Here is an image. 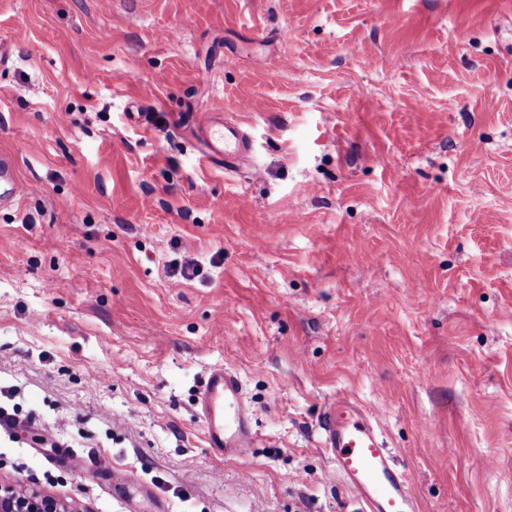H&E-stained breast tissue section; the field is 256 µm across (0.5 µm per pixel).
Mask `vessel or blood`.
Returning <instances> with one entry per match:
<instances>
[{
	"label": "vessel or blood",
	"instance_id": "b4317fda",
	"mask_svg": "<svg viewBox=\"0 0 512 512\" xmlns=\"http://www.w3.org/2000/svg\"><path fill=\"white\" fill-rule=\"evenodd\" d=\"M208 155L223 156L226 165L243 160L248 152L241 125L228 119L208 134ZM14 161L0 156V194L21 196ZM199 404L206 420V437L217 455L248 456L256 441L251 412L237 374L224 367L211 369ZM324 447L336 462L346 487L371 512H418L405 475L394 465L383 437L364 412L346 399L331 402L322 413Z\"/></svg>",
	"mask_w": 512,
	"mask_h": 512
}]
</instances>
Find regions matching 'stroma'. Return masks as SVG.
I'll return each instance as SVG.
<instances>
[{"instance_id":"stroma-1","label":"stroma","mask_w":512,"mask_h":512,"mask_svg":"<svg viewBox=\"0 0 512 512\" xmlns=\"http://www.w3.org/2000/svg\"><path fill=\"white\" fill-rule=\"evenodd\" d=\"M0 483L74 512H512V0H0ZM248 162H204L202 115ZM195 275L183 278L181 266ZM238 374L256 445L196 402ZM129 474L116 485L115 472ZM0 188L1 196L16 198L23 193V186L19 182L15 163L10 157L0 156ZM198 403L206 420L210 448L228 458L248 456L256 434L237 374L224 366L211 369ZM324 447L336 461L346 487L370 512H418L405 475L393 463L378 427L344 398L322 413Z\"/></svg>"}]
</instances>
